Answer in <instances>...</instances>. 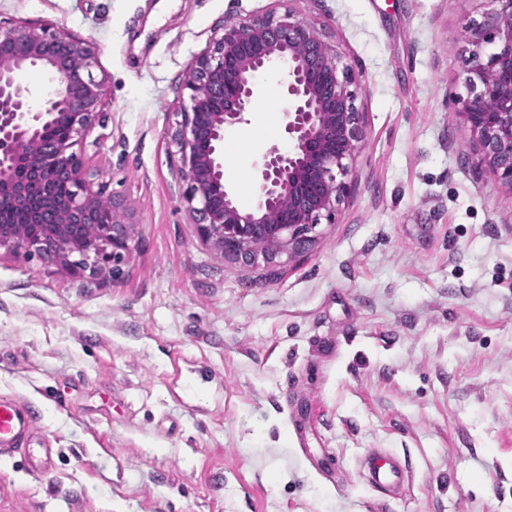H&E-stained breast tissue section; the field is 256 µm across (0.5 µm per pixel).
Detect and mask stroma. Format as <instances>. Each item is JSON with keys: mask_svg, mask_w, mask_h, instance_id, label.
Returning a JSON list of instances; mask_svg holds the SVG:
<instances>
[{"mask_svg": "<svg viewBox=\"0 0 512 512\" xmlns=\"http://www.w3.org/2000/svg\"><path fill=\"white\" fill-rule=\"evenodd\" d=\"M487 0H0L92 41L109 81L75 149L130 208L117 277L0 252V394L51 474L0 458V512H512V194L467 150ZM292 15L351 66L366 135L306 253L220 258L182 202L183 86L223 28ZM272 71L224 156L242 206L281 143ZM410 475L392 498L360 462Z\"/></svg>", "mask_w": 512, "mask_h": 512, "instance_id": "stroma-1", "label": "stroma"}]
</instances>
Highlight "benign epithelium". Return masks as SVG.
<instances>
[{"label": "benign epithelium", "mask_w": 512, "mask_h": 512, "mask_svg": "<svg viewBox=\"0 0 512 512\" xmlns=\"http://www.w3.org/2000/svg\"><path fill=\"white\" fill-rule=\"evenodd\" d=\"M489 2L492 8L469 30V96L454 114L512 194V0ZM486 45L493 51L485 56ZM95 64L89 41L49 25H0V103L10 105L0 108V250L45 257L74 274L113 275L134 247L135 225L73 151L100 123L107 78L94 75ZM27 67L48 76L51 90L40 105L18 78ZM272 68L285 75L287 146L262 155L254 205L244 208L224 178V131L248 122L260 77ZM185 89L188 104L174 140L187 183L183 203L198 216L201 240L220 257L298 256L315 242L311 232L321 217L335 223L365 135L350 67L339 66L313 29L289 15L267 16L224 27L196 60ZM57 126L65 134L52 132ZM104 200L112 207L110 224L99 223Z\"/></svg>", "instance_id": "benign-epithelium-1"}]
</instances>
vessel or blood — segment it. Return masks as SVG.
<instances>
[{
  "label": "vessel or blood",
  "mask_w": 512,
  "mask_h": 512,
  "mask_svg": "<svg viewBox=\"0 0 512 512\" xmlns=\"http://www.w3.org/2000/svg\"><path fill=\"white\" fill-rule=\"evenodd\" d=\"M40 414L33 407L11 395H0V456L21 455L33 461L36 469L47 472L54 466V451L50 448H31L27 442L37 431ZM364 477L379 493H399L408 475L397 459L385 453L369 457Z\"/></svg>",
  "instance_id": "b4317fda"
}]
</instances>
